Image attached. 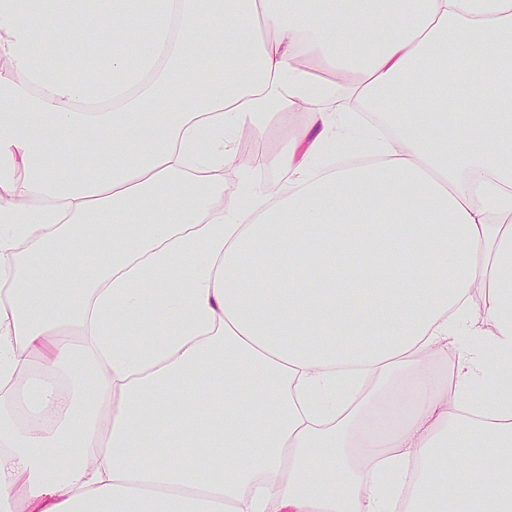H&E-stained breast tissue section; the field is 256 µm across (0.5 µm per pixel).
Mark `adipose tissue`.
<instances>
[{
    "label": "adipose tissue",
    "mask_w": 512,
    "mask_h": 512,
    "mask_svg": "<svg viewBox=\"0 0 512 512\" xmlns=\"http://www.w3.org/2000/svg\"><path fill=\"white\" fill-rule=\"evenodd\" d=\"M505 360L512 0H0V512H512Z\"/></svg>",
    "instance_id": "obj_1"
}]
</instances>
